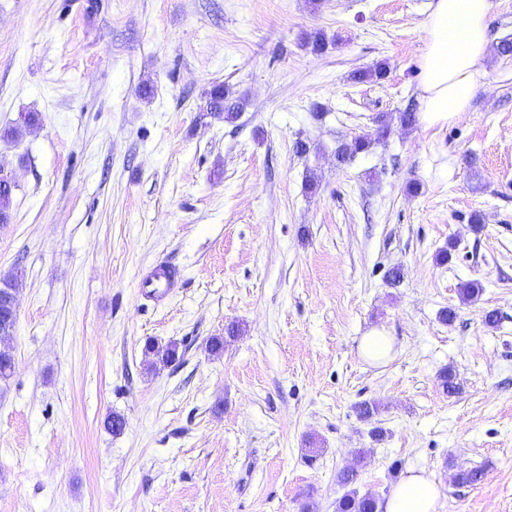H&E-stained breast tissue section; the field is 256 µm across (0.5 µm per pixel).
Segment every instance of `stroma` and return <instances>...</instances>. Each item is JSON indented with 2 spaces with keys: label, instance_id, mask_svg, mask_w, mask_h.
Returning <instances> with one entry per match:
<instances>
[{
  "label": "stroma",
  "instance_id": "obj_1",
  "mask_svg": "<svg viewBox=\"0 0 512 512\" xmlns=\"http://www.w3.org/2000/svg\"><path fill=\"white\" fill-rule=\"evenodd\" d=\"M431 3L0 0V130H19L0 138V512H336L356 448L360 492L424 467L440 512H512V56L490 53L470 111L405 127ZM379 62L385 80L351 81ZM216 82L236 122L204 114ZM379 115L387 141L338 164ZM162 261L178 279L155 303L137 283ZM170 342L171 364L147 351ZM392 349V339L380 330H372L364 336L361 342L363 354L375 361H381L388 357Z\"/></svg>",
  "mask_w": 512,
  "mask_h": 512
}]
</instances>
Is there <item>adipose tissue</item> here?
<instances>
[{"label":"adipose tissue","instance_id":"obj_1","mask_svg":"<svg viewBox=\"0 0 512 512\" xmlns=\"http://www.w3.org/2000/svg\"><path fill=\"white\" fill-rule=\"evenodd\" d=\"M490 8V0H433L423 27L418 95L426 125L442 127L469 111L486 77ZM440 495L432 473L411 469L391 490L384 512H438Z\"/></svg>","mask_w":512,"mask_h":512}]
</instances>
